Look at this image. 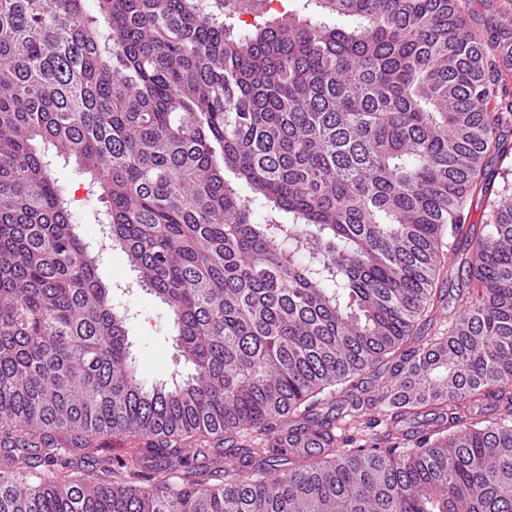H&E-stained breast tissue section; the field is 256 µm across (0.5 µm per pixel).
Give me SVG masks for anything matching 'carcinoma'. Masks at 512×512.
<instances>
[{
    "label": "carcinoma",
    "instance_id": "1",
    "mask_svg": "<svg viewBox=\"0 0 512 512\" xmlns=\"http://www.w3.org/2000/svg\"><path fill=\"white\" fill-rule=\"evenodd\" d=\"M303 9L240 35L241 0H0V512H512V181L483 164L512 21ZM39 143L90 176L190 377L142 382ZM476 199L471 290L416 336ZM373 410L383 437L336 435ZM114 436L145 444L86 453Z\"/></svg>",
    "mask_w": 512,
    "mask_h": 512
}]
</instances>
